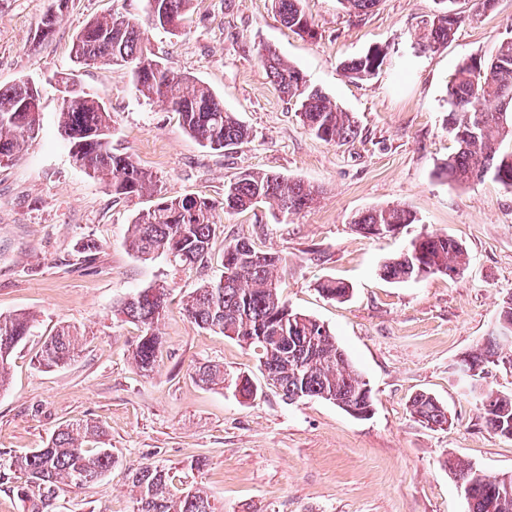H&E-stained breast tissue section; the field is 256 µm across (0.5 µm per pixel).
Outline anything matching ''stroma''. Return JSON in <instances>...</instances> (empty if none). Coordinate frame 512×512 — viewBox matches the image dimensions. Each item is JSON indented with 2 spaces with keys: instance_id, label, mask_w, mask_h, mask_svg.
<instances>
[{
  "instance_id": "35a3bbf8",
  "label": "stroma",
  "mask_w": 512,
  "mask_h": 512,
  "mask_svg": "<svg viewBox=\"0 0 512 512\" xmlns=\"http://www.w3.org/2000/svg\"><path fill=\"white\" fill-rule=\"evenodd\" d=\"M302 6L314 37L285 28L272 0H193L179 33L147 26L157 56L207 84L248 127L243 143L212 151L187 134L177 113L136 95L127 68L74 61L73 38L88 19L120 12L145 22L146 0H71L40 45L34 39L50 0H0V86L28 79L43 89L38 138L0 167V314L35 318L10 360V385L0 390V461L44 447L75 421L103 427L115 457L94 485L60 491L58 512H133L129 478L145 465L170 469L171 494L197 483L220 512H468L448 458L512 474V440L486 427L452 373L512 298V190L490 178L461 188L435 175L457 149L446 123L447 84L462 61L489 57L512 37V0L480 15L474 0H457L460 27L428 54L414 53L412 40L437 0H379L365 13L340 0ZM265 45L352 113L353 139L328 143L302 125L260 60ZM376 47L387 52L378 74L345 76L343 62ZM63 73L107 103L113 152L152 172L161 193L218 200L225 181L254 170L311 183L320 195L286 218L267 206L217 211L201 264L138 256L128 247L130 224L153 200L112 194L73 164L58 131ZM396 205L417 216L397 234L368 237L352 224L358 213ZM428 233L459 241L464 269L409 283L384 279L382 266ZM240 238L284 258L283 299L323 323L366 378L369 416L323 399L285 403L252 348L190 321L187 300L221 275L225 246ZM326 279L347 284L349 297L322 295L317 285ZM158 285L169 290L162 354L144 373L132 358L142 330L115 310ZM63 324L85 330L82 351L68 365L44 367L42 343ZM207 364L223 367L224 386L197 382L196 369ZM241 375L259 386L255 399L236 393ZM419 392L447 408L448 427L412 415ZM197 457L204 471L185 470Z\"/></svg>"
}]
</instances>
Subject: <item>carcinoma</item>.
Wrapping results in <instances>:
<instances>
[{"mask_svg":"<svg viewBox=\"0 0 512 512\" xmlns=\"http://www.w3.org/2000/svg\"><path fill=\"white\" fill-rule=\"evenodd\" d=\"M192 0H149L147 22L156 28L179 29ZM302 0H275L282 25L301 34L312 26L301 7ZM441 14L427 20L414 37L415 49H439L454 36L462 21L448 20L455 0ZM69 0H52L38 29L40 42L51 39L68 9ZM72 52L80 65H119L130 69L132 86L140 96L165 105L179 115L185 130L211 150L230 149L249 137L248 128L202 81L169 68L149 49L142 24L122 13L91 18L76 33ZM260 59L280 92L298 104L303 126L325 142L340 143L357 135L349 113L321 90L308 85L303 73L290 65L277 49L268 46ZM386 53L375 48L343 65L348 77L361 80L378 73ZM60 136L73 163L90 177L106 183L119 196L154 192L153 176L132 157L112 152V115L98 98L74 89L69 77L57 80ZM448 128L458 150L435 172L458 185H471L487 177L512 189V151L503 147L512 140V38L502 40L487 59L464 61L447 85ZM42 90L29 80L0 87V164L12 163L23 147L37 138L41 125ZM318 189L301 180L245 170L224 183V198L157 194L148 210L138 213L131 225L129 247L138 254H161L177 266L195 265L208 257L216 231L214 213L243 212L256 205L276 206L284 216L297 214L315 202ZM416 216L402 207L374 209L354 216L352 224L370 237L379 227L413 224ZM466 252L462 244L440 234H426L384 264L382 275L393 283L418 281L435 274L460 270ZM284 258L257 250L241 239L224 247L220 277L197 289L187 314L198 327L222 334L258 351L261 373L268 374L286 403L301 399H324L336 406H372L368 382L354 368L348 355L319 321L288 307L278 292L272 270ZM319 291L342 300L349 287L326 280ZM168 299V289L144 288L125 300L118 314L143 328L134 359L144 371L158 361L162 337L156 332ZM33 325L26 314L0 317V390L8 385V362L15 349L31 336ZM85 333L60 326L43 342L39 355L46 367L69 364L78 354ZM464 361L481 377L489 364L512 365V346L503 352L496 336L486 347L470 353ZM204 385L224 384V370L203 365L197 371ZM484 422L491 431L512 439V395L491 388L479 397ZM413 415L430 427L448 425V409L428 393L416 394L410 404ZM105 433L90 423L72 424L59 430L43 448L10 457L6 469L18 475L13 487L25 512H55L59 491L81 489L101 479L112 469L115 457L107 447ZM463 492L472 499L471 512H512V491L499 492L484 483L478 470L456 460L448 461ZM170 470L145 466L132 473L135 489L133 512H216L199 487L190 485L181 496L166 495Z\"/></svg>","mask_w":512,"mask_h":512,"instance_id":"cac0c4a2","label":"carcinoma"}]
</instances>
